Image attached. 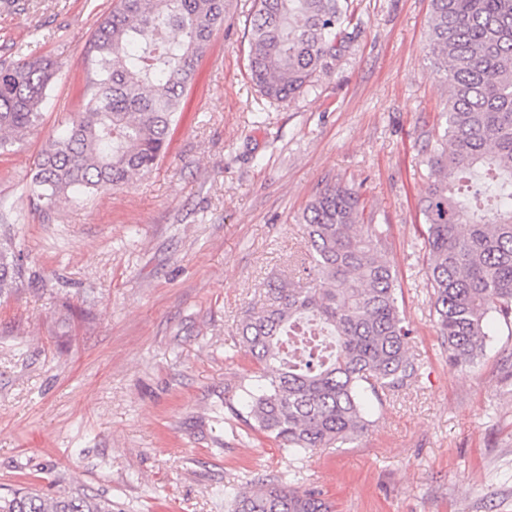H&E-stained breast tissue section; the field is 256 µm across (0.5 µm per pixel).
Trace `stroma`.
Listing matches in <instances>:
<instances>
[{
	"mask_svg": "<svg viewBox=\"0 0 512 512\" xmlns=\"http://www.w3.org/2000/svg\"><path fill=\"white\" fill-rule=\"evenodd\" d=\"M230 0L169 147L121 188L37 207L34 161L82 111L83 58L112 0H0V61L50 58L42 120L0 149V238L28 256L0 299V494L81 491L112 512H229L263 482L335 512H512V325L448 360L428 294L424 161L448 86L430 0H353L360 23L312 89L264 107ZM380 225L419 377L342 448L296 456L225 413L259 365L238 328L267 286L301 282V216L329 185Z\"/></svg>",
	"mask_w": 512,
	"mask_h": 512,
	"instance_id": "stroma-1",
	"label": "stroma"
}]
</instances>
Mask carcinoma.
Instances as JSON below:
<instances>
[{
    "mask_svg": "<svg viewBox=\"0 0 512 512\" xmlns=\"http://www.w3.org/2000/svg\"><path fill=\"white\" fill-rule=\"evenodd\" d=\"M431 2L428 54L448 100L426 159L430 303L448 360L469 366L489 320L512 323V0ZM228 18V0H113L92 35L84 109L40 153L31 194L49 207L150 171ZM352 19L351 0H255L248 72L261 96L282 103L313 87ZM62 66L25 57L0 64V149L39 125ZM461 182L472 199L456 195ZM363 210L347 187L316 196L302 214L306 287L269 285L268 308L241 324L242 347L265 373L257 386L239 385V405L226 407L299 456L353 442L366 429L367 397L381 402L418 376L382 231L362 223ZM24 273L23 251L0 245V297ZM0 512H112V504L20 487L0 495ZM232 512L331 510L318 491L270 483L237 493Z\"/></svg>",
    "mask_w": 512,
    "mask_h": 512,
    "instance_id": "1",
    "label": "carcinoma"
}]
</instances>
